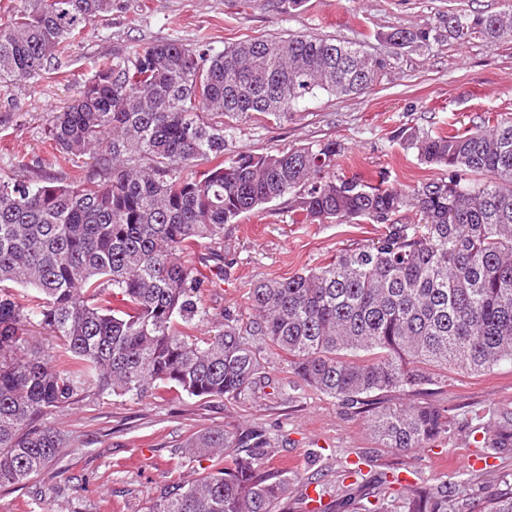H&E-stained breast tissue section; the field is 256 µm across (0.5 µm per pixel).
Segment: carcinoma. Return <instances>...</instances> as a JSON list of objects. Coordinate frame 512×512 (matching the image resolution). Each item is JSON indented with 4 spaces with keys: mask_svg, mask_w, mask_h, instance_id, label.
<instances>
[{
    "mask_svg": "<svg viewBox=\"0 0 512 512\" xmlns=\"http://www.w3.org/2000/svg\"><path fill=\"white\" fill-rule=\"evenodd\" d=\"M112 0H30L0 27V82L57 69ZM457 39L512 41V5L440 18ZM431 31L396 28V50ZM389 59L349 41L311 36L249 39L215 53L210 43L166 41L96 65L69 105L52 115L53 162L91 171L61 181L0 179V486L51 463L63 435L44 423L85 394L138 399L161 388L238 400L264 375L265 354L285 355L306 385L343 401L413 389L439 369L490 371L512 362V117L463 133L402 126L394 135L448 176L407 190L336 175L333 140L275 154L224 156L235 124L285 117L319 91L349 95L379 82ZM212 166L197 171L198 163ZM288 199L315 220L382 224L378 240L333 262L248 292L250 313L213 312L206 277L188 256L224 225ZM413 209L422 224L395 216ZM19 285L28 290L21 295ZM120 299L112 307L106 292ZM210 329L198 333V329ZM55 339L54 355L30 344L31 328ZM385 447L422 448L448 417L420 404L379 410ZM262 429L193 435V457L211 470L164 491L148 512H275L288 473L262 459ZM406 512H448V500L414 486ZM479 512H512V495Z\"/></svg>",
    "mask_w": 512,
    "mask_h": 512,
    "instance_id": "carcinoma-1",
    "label": "carcinoma"
}]
</instances>
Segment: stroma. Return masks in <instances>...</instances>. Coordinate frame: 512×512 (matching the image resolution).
I'll list each match as a JSON object with an SVG mask.
<instances>
[{"label":"stroma","mask_w":512,"mask_h":512,"mask_svg":"<svg viewBox=\"0 0 512 512\" xmlns=\"http://www.w3.org/2000/svg\"><path fill=\"white\" fill-rule=\"evenodd\" d=\"M504 0H115L111 13L90 24L58 73L16 84L0 83V178L14 177L20 161L46 156L53 112L68 105L92 77L101 57L159 41L214 50L249 38L309 35L352 41L391 60L388 74L359 94L319 92L277 121L258 115L239 124L233 147L255 154L327 140L345 154L337 174L368 185L396 188L443 178L394 141L404 124L436 133L464 131L512 114V41L450 34L422 46L393 51L384 36L395 28L429 29L456 12L493 13ZM383 228L363 222L312 221L277 201L225 225L220 239L198 247L194 262L206 268L228 261L227 278L204 291L215 310L245 309L252 286L327 264L342 249L380 237ZM429 384L417 391L377 392L367 405H350L306 386L286 357L268 358L269 383L238 401L202 399L172 389L155 396L91 395L50 416L65 436L56 460L24 483L0 487V512H147L168 487L206 474L210 463L186 455L184 443L207 429L236 426L266 430L272 439L266 463L287 469L288 512H308L306 479L316 477L329 512H405L406 491L393 474L415 481L461 512H478L488 497L512 492V446L488 455L483 433L512 434V364L474 374L425 367ZM424 403L443 412L449 427L421 448L383 447L371 431L379 406ZM361 462L364 478L343 471Z\"/></svg>","instance_id":"stroma-1"}]
</instances>
